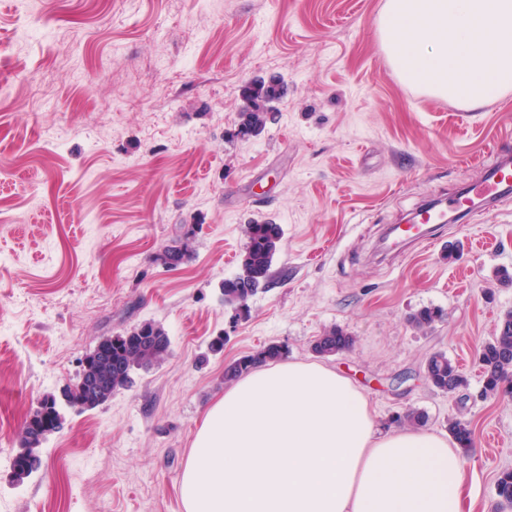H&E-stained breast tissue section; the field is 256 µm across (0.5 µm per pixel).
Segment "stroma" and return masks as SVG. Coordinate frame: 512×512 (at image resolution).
<instances>
[{
  "mask_svg": "<svg viewBox=\"0 0 512 512\" xmlns=\"http://www.w3.org/2000/svg\"><path fill=\"white\" fill-rule=\"evenodd\" d=\"M384 2L0 0V512H184L182 471L225 366L270 343L346 375L382 429L410 408L440 436L465 420V512H504L512 396H481L477 357L512 310L497 278L512 200L408 254L385 234L467 188L497 147L512 153V94L472 110L401 81L377 36ZM273 77L275 121L234 137L244 86ZM253 221L282 240L238 313L222 285ZM183 239L181 264L159 261ZM424 308L439 316L415 328ZM148 321L167 358L94 409L63 408L40 468L16 481L39 399ZM334 327L353 349L316 358ZM437 351L465 393L427 381Z\"/></svg>",
  "mask_w": 512,
  "mask_h": 512,
  "instance_id": "1",
  "label": "stroma"
}]
</instances>
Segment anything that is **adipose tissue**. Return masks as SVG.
Wrapping results in <instances>:
<instances>
[{"label":"adipose tissue","instance_id":"adipose-tissue-1","mask_svg":"<svg viewBox=\"0 0 512 512\" xmlns=\"http://www.w3.org/2000/svg\"><path fill=\"white\" fill-rule=\"evenodd\" d=\"M181 491L185 512H463L448 439L381 431L349 378L304 362L225 389L195 435Z\"/></svg>","mask_w":512,"mask_h":512}]
</instances>
